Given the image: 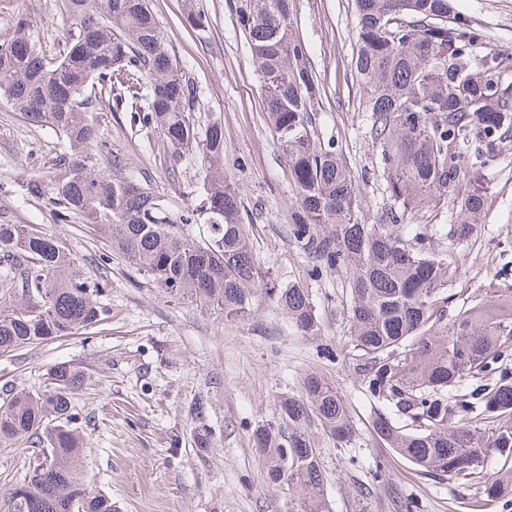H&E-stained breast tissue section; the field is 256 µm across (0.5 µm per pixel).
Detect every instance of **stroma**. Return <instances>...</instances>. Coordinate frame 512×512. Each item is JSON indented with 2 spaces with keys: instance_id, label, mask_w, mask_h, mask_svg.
I'll list each match as a JSON object with an SVG mask.
<instances>
[{
  "instance_id": "1",
  "label": "stroma",
  "mask_w": 512,
  "mask_h": 512,
  "mask_svg": "<svg viewBox=\"0 0 512 512\" xmlns=\"http://www.w3.org/2000/svg\"><path fill=\"white\" fill-rule=\"evenodd\" d=\"M231 0H151L170 52L195 86L198 127H224V172L255 224L254 256L280 284L311 288L319 317L312 336L296 332L281 310L258 302L239 317L204 310L172 297L151 278L111 255L103 232L86 217L58 223L50 191L32 195L35 176L51 182L66 151L62 133L29 124L0 97V224H35L58 238L83 274H106L110 319L55 341L0 355V388L40 391L51 368L66 362L83 370L88 388L74 399L86 442L85 482L108 495L118 512H300L287 491L268 485L254 430L278 422V401L300 395L312 374L334 385L357 425L350 445L337 446L318 425L310 436L326 472L323 488L331 512H502L488 501L482 478L466 485L416 471L374 436L377 408L354 372L345 346L348 291L340 273L312 280L311 262L289 244L284 226L292 204L288 163L263 109L259 77ZM204 12L206 32L187 20L188 7ZM471 19L484 47L512 60V0H452ZM30 21L32 40L53 54L68 35L61 0H0V43L10 41L19 19ZM295 32L308 43L322 88L316 120L321 140L332 139L356 177L373 223L385 196L374 173L377 151L366 133L365 95L354 82L353 0H294ZM93 114L105 144L103 156L122 169L146 172L174 212L199 206L202 170L194 152L174 154L158 130L136 126L127 107L93 92ZM485 210L467 244L453 251L457 288L481 296L489 282L512 288V146L489 164ZM504 268L498 280L491 270ZM205 412H194L195 402ZM209 430L207 445L198 435ZM23 440L0 443V512L8 492L34 461ZM384 461L385 471L375 469Z\"/></svg>"
}]
</instances>
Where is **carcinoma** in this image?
<instances>
[{"instance_id":"1","label":"carcinoma","mask_w":512,"mask_h":512,"mask_svg":"<svg viewBox=\"0 0 512 512\" xmlns=\"http://www.w3.org/2000/svg\"><path fill=\"white\" fill-rule=\"evenodd\" d=\"M72 33L53 55L38 50L30 24L17 22L0 44V94L24 119L50 124L67 153L54 176L61 223L93 220L112 252L156 287L227 317L263 299L300 334L317 328L312 290L275 283L253 258L243 207L224 175V127L199 132L196 90L183 78L150 0H64ZM264 91V110L288 163L293 203L288 242L313 263L310 276L345 274L348 339L374 411L377 437L421 473L460 482L501 466L484 494L512 507V288L472 300L451 292L458 264L435 246L469 239L487 199L486 167L512 139L509 64L481 51L468 17L448 0H354L355 77L365 92L368 134L385 182L380 221L363 219L364 200L335 141L316 135L321 89L309 48L292 35V0H232ZM97 83L129 103L132 118L157 129L174 152L192 149L203 164V206L175 215L151 178L114 172L96 158L101 144L85 95ZM451 208L452 224H406L419 211ZM207 224L199 240L190 225ZM107 282L77 274L62 243L35 225L0 224V354H9L110 318ZM462 298L457 313L448 303ZM41 392L12 388L0 401V442L39 439L36 461L9 492V512H114L82 476L84 439L73 395L85 375L61 363ZM475 382L449 400L451 391ZM316 422L347 444L355 426L328 381L307 379L300 396L279 402V423L255 429L269 483L286 486L304 512H329Z\"/></svg>"}]
</instances>
